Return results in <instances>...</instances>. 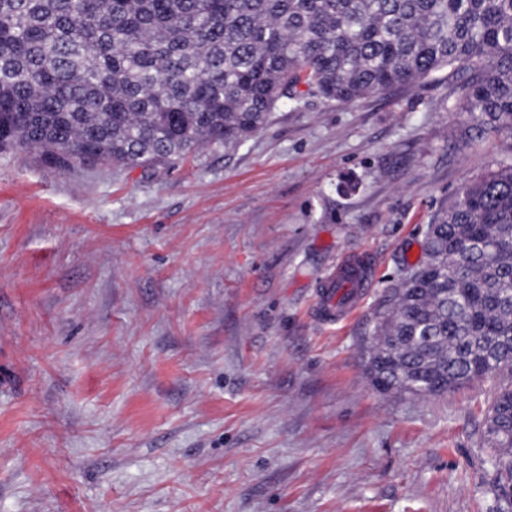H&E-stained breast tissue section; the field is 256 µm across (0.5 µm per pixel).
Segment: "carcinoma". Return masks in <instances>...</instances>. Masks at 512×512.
Wrapping results in <instances>:
<instances>
[{
  "label": "carcinoma",
  "mask_w": 512,
  "mask_h": 512,
  "mask_svg": "<svg viewBox=\"0 0 512 512\" xmlns=\"http://www.w3.org/2000/svg\"><path fill=\"white\" fill-rule=\"evenodd\" d=\"M443 71L468 131L512 140V0H0V149L165 166L246 141L302 84L353 103ZM424 253L375 317L373 385L437 396L512 374V147L434 216ZM480 439L500 501L512 383Z\"/></svg>",
  "instance_id": "obj_1"
}]
</instances>
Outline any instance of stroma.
<instances>
[{
	"mask_svg": "<svg viewBox=\"0 0 512 512\" xmlns=\"http://www.w3.org/2000/svg\"><path fill=\"white\" fill-rule=\"evenodd\" d=\"M447 92H310L171 168L0 150V512H498L505 377L414 396L365 371L433 214L512 147ZM358 256L373 287L322 324ZM372 279L373 269H363L347 260L338 261L327 277L320 296L319 309L322 320L332 322L342 317L338 299L343 293H350L344 308H355L364 288H367ZM512 383L502 385L494 394L480 439L489 448V461L496 473L492 493L499 503L505 489L512 483Z\"/></svg>",
	"mask_w": 512,
	"mask_h": 512,
	"instance_id": "35a3bbf8",
	"label": "stroma"
}]
</instances>
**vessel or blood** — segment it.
Wrapping results in <instances>:
<instances>
[{
  "label": "vessel or blood",
  "mask_w": 512,
  "mask_h": 512,
  "mask_svg": "<svg viewBox=\"0 0 512 512\" xmlns=\"http://www.w3.org/2000/svg\"><path fill=\"white\" fill-rule=\"evenodd\" d=\"M372 278V270L347 260L338 261L327 277L320 296L319 309L322 320H338L342 309L355 308L360 295Z\"/></svg>",
  "instance_id": "vessel-or-blood-1"
}]
</instances>
